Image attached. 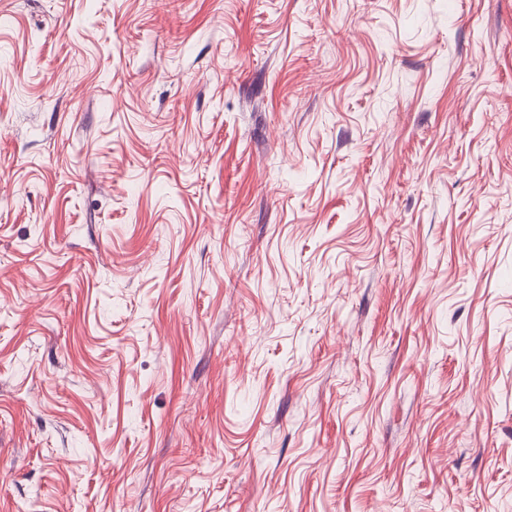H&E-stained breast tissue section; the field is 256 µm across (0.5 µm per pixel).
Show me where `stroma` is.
<instances>
[{"instance_id": "stroma-1", "label": "stroma", "mask_w": 512, "mask_h": 512, "mask_svg": "<svg viewBox=\"0 0 512 512\" xmlns=\"http://www.w3.org/2000/svg\"><path fill=\"white\" fill-rule=\"evenodd\" d=\"M0 512H512V0H0Z\"/></svg>"}]
</instances>
